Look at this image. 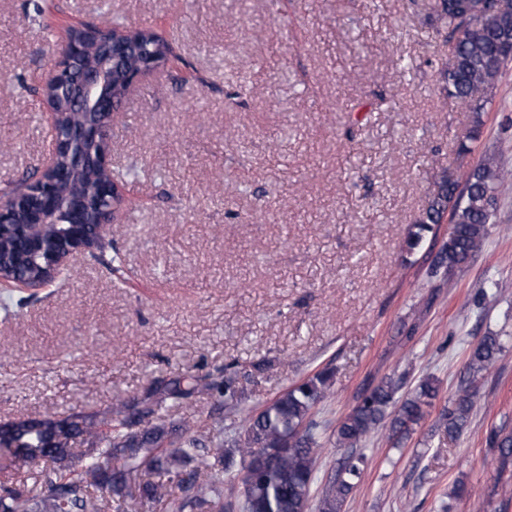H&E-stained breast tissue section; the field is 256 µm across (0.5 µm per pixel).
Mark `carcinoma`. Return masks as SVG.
<instances>
[{
  "label": "carcinoma",
  "mask_w": 512,
  "mask_h": 512,
  "mask_svg": "<svg viewBox=\"0 0 512 512\" xmlns=\"http://www.w3.org/2000/svg\"><path fill=\"white\" fill-rule=\"evenodd\" d=\"M424 9L434 18L442 44L452 50L441 74L448 97L476 113L493 103V92L503 71L512 65V0H425ZM144 51L162 54L168 43L148 31L141 33ZM61 94L58 124L51 141L69 125L82 124L67 108ZM104 142L75 140L72 153L85 158L73 170V187L84 192L123 174L97 167L94 158ZM512 183V174L501 169L494 156H484L461 178L443 173L435 182L426 208L412 225L405 251L412 253L448 218V237L435 259V268L448 272L462 268L477 253L497 212L499 195ZM0 278L30 284L51 283L55 267L14 237L0 239ZM501 351L496 336H485L470 349L467 370L476 376ZM334 370L324 368L281 391L262 409L248 413L224 436L220 428L209 438L212 459L198 454L204 435L193 416L184 410L206 396L224 405L231 417L240 412L237 371L226 364L199 374L187 370L158 378L139 395L113 403L103 413L74 411L63 416L14 418L0 422V456L20 468L37 466L40 476L26 477L15 486L0 487V512H126L131 499L142 512L161 506L164 512H224L223 465L237 463L250 473L242 482L241 512H309L316 479L317 441L311 415L327 398ZM397 387L389 379L379 382L339 422L336 442L355 448L376 430L392 405ZM437 388L423 380L391 419L392 436L409 434L422 417L423 406ZM475 404L469 387L458 390L452 408L442 415L450 438L464 428ZM146 421L136 432L134 425ZM81 445L75 451V445ZM489 446L499 452L501 464L512 459V431L490 432ZM114 458L123 466L114 468ZM363 474V460L350 455L339 473L322 488L317 512H341Z\"/></svg>",
  "instance_id": "obj_1"
}]
</instances>
